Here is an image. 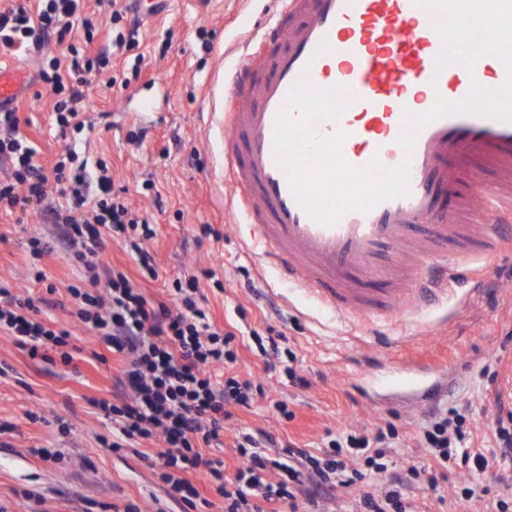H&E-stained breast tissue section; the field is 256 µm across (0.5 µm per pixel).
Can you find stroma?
I'll list each match as a JSON object with an SVG mask.
<instances>
[{
    "label": "stroma",
    "mask_w": 512,
    "mask_h": 512,
    "mask_svg": "<svg viewBox=\"0 0 512 512\" xmlns=\"http://www.w3.org/2000/svg\"><path fill=\"white\" fill-rule=\"evenodd\" d=\"M150 7L154 16L138 29L140 74L128 85L110 84V72L127 63L125 55H114L107 73L84 89L93 127L81 146L106 162L116 186L154 222L148 248L159 276L143 283L146 295L163 298L176 280L197 276L205 309L217 326L236 333L238 368L265 394L251 409L235 411L231 428L269 436L277 443L273 456L282 458L287 440L313 450L327 435L389 421L402 439L392 457L398 468L422 460L415 434L434 404L469 402L476 429L484 430L496 414L488 396L503 385L487 366L512 361V246L479 260L477 290L458 287L464 305L361 329L312 306L274 274L259 275L247 247L249 228L228 207L216 114L223 109L225 66L236 62L278 0H165L159 6L141 0L136 9ZM58 51L50 43L8 56L25 74L20 127L45 162L68 144L52 126V97L37 78L38 60ZM203 224L212 225L214 235H200ZM52 231L39 206L0 213V281L41 299L45 317L71 329L74 344L87 351L96 341L69 315L66 287L77 272L63 249L44 262L46 282L29 276L27 238ZM269 328L296 352L307 386L292 384L250 350L252 332ZM379 355L427 367L439 379L438 400L403 386L362 393L356 368ZM116 376L109 362L30 359L0 336V422L14 426L0 435V512H112L129 502L139 512H182L148 460L130 449L113 453L100 442L111 436L112 424L89 399L111 396ZM275 399L287 401L295 419L280 416L271 406ZM35 447L50 449L51 457L32 455Z\"/></svg>",
    "instance_id": "35a3bbf8"
}]
</instances>
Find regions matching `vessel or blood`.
<instances>
[{"mask_svg":"<svg viewBox=\"0 0 512 512\" xmlns=\"http://www.w3.org/2000/svg\"><path fill=\"white\" fill-rule=\"evenodd\" d=\"M280 2L253 48L224 71V179L257 242L256 263L343 318L380 322L447 304L451 285L473 276L472 262L505 239L512 198L471 176L479 169L512 173V122L480 108L421 128L416 118L437 98L457 102L475 88L499 86L505 62L487 55L469 69L447 58L432 27L436 15L418 0ZM302 78L312 90L342 86V114L317 129L325 139L344 133L340 152L348 165L394 166L411 157L406 195L366 212L345 211L331 226L306 215L273 144L275 117ZM23 81L20 71L0 65V107L16 99ZM413 129L418 138L408 153L399 138ZM478 197L484 203L475 228L461 223L459 212ZM417 224L426 227L419 239L408 234ZM399 379L421 394L431 389L424 367L408 361L360 376L371 388Z\"/></svg>","mask_w":512,"mask_h":512,"instance_id":"1","label":"vessel or blood"}]
</instances>
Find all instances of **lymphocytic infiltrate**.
<instances>
[{"label":"lymphocytic infiltrate","instance_id":"lymphocytic-infiltrate-1","mask_svg":"<svg viewBox=\"0 0 512 512\" xmlns=\"http://www.w3.org/2000/svg\"><path fill=\"white\" fill-rule=\"evenodd\" d=\"M84 0H0V51L16 52L28 44L55 40L61 52L39 66L38 78L54 98V120L60 132H82L85 96L91 78L107 64L104 52L90 53L92 36L75 41L74 25ZM0 161L8 172L0 178V212L12 213L29 203L42 204L50 223L60 225L67 259L82 276L69 284L71 316L96 338L89 356L122 362L120 381L127 394L92 399V406L112 422L107 446L118 453L155 444L157 474L167 495L194 507L198 490L194 474L206 472L224 512H318L321 501L348 490L353 512H419L409 491L413 485L435 489L444 469L458 467L465 477L462 499H472L491 462H512V392L495 391L497 411L484 437L494 449L485 455L474 446L468 407L432 409L418 434L429 464L389 471L385 461L395 448L394 426L374 434H347L330 440L320 454L291 446V466L271 458L252 434L235 433L239 459L226 472L222 459H207L204 446L220 443L232 408H249L253 381L236 369L238 349L233 331L218 327L198 303L199 280L175 282L168 298H148L140 281L156 279L157 264L145 249L155 231L149 220L116 189L107 166L90 162L74 149L44 166L38 151L20 132L17 108L0 110ZM123 238L138 272L101 261L106 238ZM0 335L31 359L57 355L73 361L72 334L43 318L30 298L0 282Z\"/></svg>","mask_w":512,"mask_h":512}]
</instances>
